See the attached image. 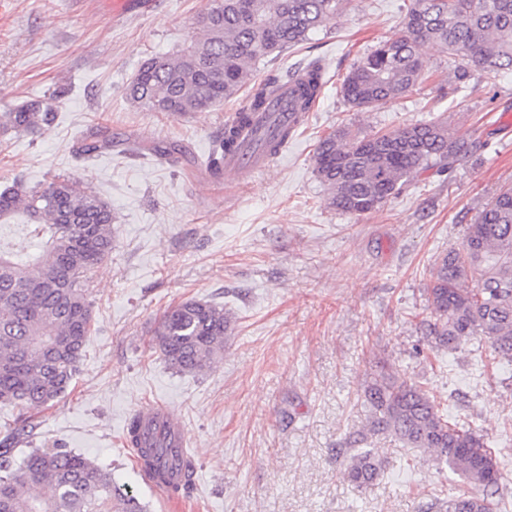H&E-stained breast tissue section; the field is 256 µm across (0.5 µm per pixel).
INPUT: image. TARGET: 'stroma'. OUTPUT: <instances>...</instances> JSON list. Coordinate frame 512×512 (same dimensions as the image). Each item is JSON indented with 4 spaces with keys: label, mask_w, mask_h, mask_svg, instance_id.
Listing matches in <instances>:
<instances>
[{
    "label": "stroma",
    "mask_w": 512,
    "mask_h": 512,
    "mask_svg": "<svg viewBox=\"0 0 512 512\" xmlns=\"http://www.w3.org/2000/svg\"><path fill=\"white\" fill-rule=\"evenodd\" d=\"M408 4L351 0L309 41L260 62L258 80L322 59V96L276 165L224 181L205 162L245 93L185 115L145 112L125 95L144 59L195 37L210 0H151L117 22L111 0H0V115L31 100L55 111L48 129L0 130V189L69 178L115 215L112 255L92 275L79 369L39 409L16 461L34 447L84 455L147 512H423L454 476L394 437L372 443L385 462L375 485L344 477L343 449L369 417L360 395L385 367L483 436L502 462L496 512H512V363L488 366L467 346L432 352L424 326L435 263L512 185V125L501 122L512 115V71L461 83L447 53L428 44V80L391 103L352 108L339 94L344 77L398 34ZM441 114L477 149L446 172L421 173L377 211L329 205L313 168L321 138ZM98 130L111 134V151L79 157ZM157 143L171 147V161L153 156ZM188 299L234 314L223 350L199 374L172 368L154 344L164 311ZM155 405L183 426L197 471L190 496L146 484L124 445L128 418Z\"/></svg>",
    "instance_id": "stroma-1"
}]
</instances>
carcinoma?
I'll return each mask as SVG.
<instances>
[{
    "label": "carcinoma",
    "instance_id": "carcinoma-1",
    "mask_svg": "<svg viewBox=\"0 0 512 512\" xmlns=\"http://www.w3.org/2000/svg\"><path fill=\"white\" fill-rule=\"evenodd\" d=\"M348 0H214L196 21L197 36L175 51L145 59L126 87L127 98L147 112L171 115L220 106L246 87L257 108L270 96V82L256 83L253 66L304 43L325 22L343 13ZM448 52L454 74L486 79L512 71V0H411L400 35L379 43L341 84L343 99L368 110L404 96L424 80V45ZM54 110L40 101L5 115L17 132L50 126ZM477 141L436 117L381 134L341 130L325 137L314 171L329 204L346 214L376 211L397 197L420 173L447 170L472 152ZM112 149V138L83 140L77 152L92 158ZM16 221L40 252L21 260L12 244L0 243V403L36 410L58 399L75 376L90 335L89 274L112 254V207L97 192L57 178L40 189L17 181L0 191V222ZM475 287L470 288L467 283ZM428 302L434 321L426 341L439 351L489 345L512 360V187L499 190L468 225L457 248L431 273ZM232 314L209 301L190 299L164 312L154 342L181 372L208 370L224 347ZM370 421L349 441L345 477L366 488L383 462L364 447L368 438L390 434L433 463L460 476L438 512H492L501 473L494 452L472 429L439 414L426 390L397 373L382 372L363 390ZM29 416L0 439V512H146L121 490L111 473L85 456L34 448L19 466L15 447L32 437ZM128 447L139 449L144 468L167 454L170 444L134 416Z\"/></svg>",
    "mask_w": 512,
    "mask_h": 512
}]
</instances>
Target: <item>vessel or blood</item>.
Listing matches in <instances>:
<instances>
[{
	"label": "vessel or blood",
	"instance_id": "vessel-or-blood-1",
	"mask_svg": "<svg viewBox=\"0 0 512 512\" xmlns=\"http://www.w3.org/2000/svg\"><path fill=\"white\" fill-rule=\"evenodd\" d=\"M304 72L296 73L269 104L268 111L249 112L238 108L224 120L225 179H233L251 169H263L273 164L276 153L265 150V141L278 138L283 128L298 130L302 122L292 109L297 89L307 81Z\"/></svg>",
	"mask_w": 512,
	"mask_h": 512
}]
</instances>
